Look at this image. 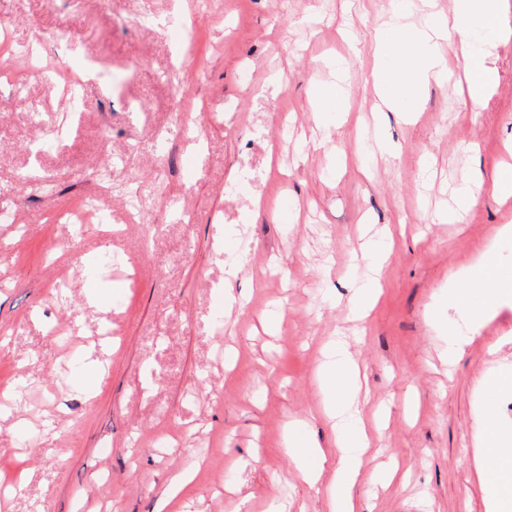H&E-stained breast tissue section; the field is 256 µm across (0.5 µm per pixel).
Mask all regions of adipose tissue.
<instances>
[{
    "label": "adipose tissue",
    "mask_w": 512,
    "mask_h": 512,
    "mask_svg": "<svg viewBox=\"0 0 512 512\" xmlns=\"http://www.w3.org/2000/svg\"><path fill=\"white\" fill-rule=\"evenodd\" d=\"M512 0H456L452 16L438 18L422 29H409L402 13H394L376 36V54L396 56L398 64L392 70L380 71L377 81L387 91L381 104L387 110L397 109L402 98L399 88L418 91L429 80L446 76L450 71L447 60L433 52L435 41L459 40L467 70L465 105L479 108L499 76L489 61L500 40L512 35ZM512 241V225H502L480 251L472 264L452 274L451 285H463L483 291L485 309H493L502 296L512 293V272L490 276L503 243ZM318 382L324 398V411L336 426L334 450H326L313 439L289 430L285 448L301 479L317 485L325 468H332L333 477L327 488L335 512H359L354 487L359 467L371 448L374 427L355 408L354 400L361 389L359 371L348 342L336 341L331 353L318 368ZM511 453L500 437L499 426L491 420L481 421L474 437L471 468L478 483H485L490 468Z\"/></svg>",
    "instance_id": "obj_1"
}]
</instances>
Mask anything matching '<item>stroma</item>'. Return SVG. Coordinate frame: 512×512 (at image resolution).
I'll list each match as a JSON object with an SVG mask.
<instances>
[{
	"label": "stroma",
	"instance_id": "obj_1",
	"mask_svg": "<svg viewBox=\"0 0 512 512\" xmlns=\"http://www.w3.org/2000/svg\"><path fill=\"white\" fill-rule=\"evenodd\" d=\"M397 0H0L12 45L48 37L43 71L10 60L24 88L0 79V512H331L325 485L301 481L284 448L303 422L322 447L315 370L348 337L363 376L357 403L386 416L360 469L363 512H484L470 456L480 415L512 440V391L481 399L480 381L512 367V299L476 323L481 293L448 302V276L468 266L512 198L492 185L512 144V41L493 61L486 107L463 105L455 79L419 94L417 116L375 117V33ZM348 34L358 52L336 126L317 125L313 97ZM80 78L69 109L60 76ZM181 99H174L176 87ZM191 118L173 135L176 115ZM381 124L394 157L371 154ZM57 146L40 151L44 138ZM120 160L112 190L97 170ZM53 195L27 193L28 174ZM477 189L461 223L430 222L453 192ZM97 197L110 225L74 236L62 216ZM283 206L254 211V197ZM389 226L382 294L362 323L349 315L363 284L359 225ZM244 307L225 310V265ZM97 281L103 305L88 306ZM279 315L275 329L266 312ZM462 344L447 365L450 342ZM238 352L224 368V348ZM396 458L404 485L381 489L375 467ZM193 470L173 501L171 480Z\"/></svg>",
	"mask_w": 512,
	"mask_h": 512
}]
</instances>
